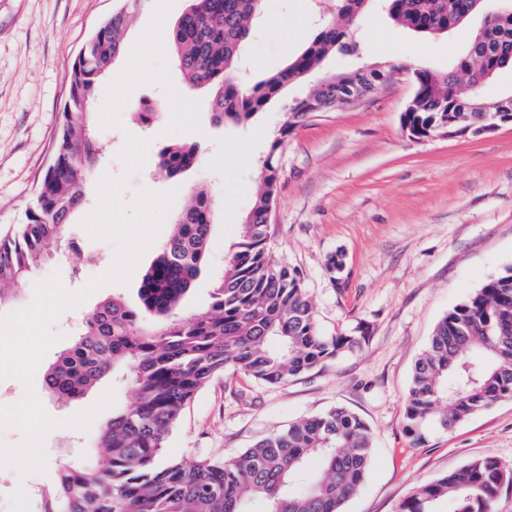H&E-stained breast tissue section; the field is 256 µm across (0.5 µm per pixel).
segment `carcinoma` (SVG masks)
<instances>
[{
	"label": "carcinoma",
	"instance_id": "1",
	"mask_svg": "<svg viewBox=\"0 0 512 512\" xmlns=\"http://www.w3.org/2000/svg\"><path fill=\"white\" fill-rule=\"evenodd\" d=\"M78 54L55 157L27 210L26 222L0 236V308L15 303V285L50 258L74 251L69 232L85 201L90 172L101 153L94 132V90L124 51V32L138 0H123ZM394 22L436 36L481 11L476 0H383ZM365 0H335L341 23H323L288 66L250 87L236 78L239 51L261 14V0H191L173 33L176 65L184 88L212 90L211 120L240 124L264 109L286 86L304 78L330 53L351 51L347 23ZM512 68V15L483 23L455 66L421 70L417 107L406 123L426 135L461 116L473 137L482 117L512 108L505 96L482 112H467L473 92L459 82L461 70L494 73ZM391 71L373 68L330 76L311 91L317 105L336 107L341 84L377 85ZM461 112H443V105ZM306 101L288 112L281 134L307 117ZM271 145L260 162L256 198L224 260L210 307L182 318L178 308L205 261L215 218L201 192L187 206L161 254L142 275L140 308L107 299L78 326L50 364L45 385L71 403L112 376L126 380L134 397L112 411L101 427L102 452L65 465L52 490L37 495L35 512H248L261 498L266 512H343L362 485L371 461L372 430L351 410L336 406L270 433L233 457L164 460L168 437L185 406L226 369L277 385L358 347L364 335L324 336L299 272L270 248L269 216L278 187ZM195 145H173L156 168L174 177L195 160ZM512 400V267L488 278L438 322L416 360L404 411V428L417 444L429 432L446 431L495 402ZM512 486V466L494 457L473 459L418 487L395 512H492L499 493Z\"/></svg>",
	"mask_w": 512,
	"mask_h": 512
}]
</instances>
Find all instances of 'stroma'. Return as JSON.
I'll return each instance as SVG.
<instances>
[{
    "mask_svg": "<svg viewBox=\"0 0 512 512\" xmlns=\"http://www.w3.org/2000/svg\"><path fill=\"white\" fill-rule=\"evenodd\" d=\"M119 5V0H0V233L25 222L54 158L71 65ZM330 8L329 0H263L256 32L241 48L247 78L263 80L297 57L315 33L319 10ZM367 19L366 25L351 31L356 53L331 54L320 70L283 90L242 124L214 125L206 89L192 93L203 102L202 134L168 132L164 116L151 125L141 124L134 116L137 105L147 99L163 103L167 97L155 84L135 88L121 111V127L97 130L106 153L86 184V201L70 228L80 243L78 251L69 263L46 262L35 278L19 282L17 289L26 306L33 299L35 280L57 271L65 286L76 290L111 268L112 245L91 239L81 222L96 205L99 179L122 174L118 154L130 133L148 140L149 147L147 161L130 175L123 199L132 200L141 189L173 190L175 203L129 284L103 286L65 311L51 329L71 338L100 302L115 295L138 306L139 275L157 257L195 191H207L215 206L223 204L218 195L223 181L207 169L216 151L215 138L264 128L244 176L246 196L235 213V227L226 233L221 222H214L201 273L179 313L189 317L211 305L224 257L239 237L238 226L255 194L257 167L276 141L279 183L270 215L272 251L300 273L323 335L363 326L368 339L275 386L225 370L185 410L166 454L228 458L300 418L344 406L374 432L366 478L344 512H394L416 487L472 459L490 456L512 464V400L495 403L450 430L431 432L421 445L405 432L403 419L414 363L435 325L486 279L512 265V125L479 138H411L402 127V115L413 95V71H447L475 35L481 18L473 16L430 38L398 26L376 6L368 9ZM378 62L393 66L394 72L370 98L313 113L290 135L280 137L290 106L324 75ZM183 143L197 145L195 165L172 179L155 175L153 164L160 151ZM89 254L98 257L96 267H86ZM332 256L341 259L340 270H328ZM46 369L39 364L35 392L56 419L93 406L108 390L118 406L131 397L129 385L108 380L83 400L64 404L48 394ZM111 415V410H103L86 432L50 431L45 473L22 478L13 468H0V512H15L19 486L53 488L60 459L88 458Z\"/></svg>",
    "mask_w": 512,
    "mask_h": 512,
    "instance_id": "1",
    "label": "stroma"
}]
</instances>
